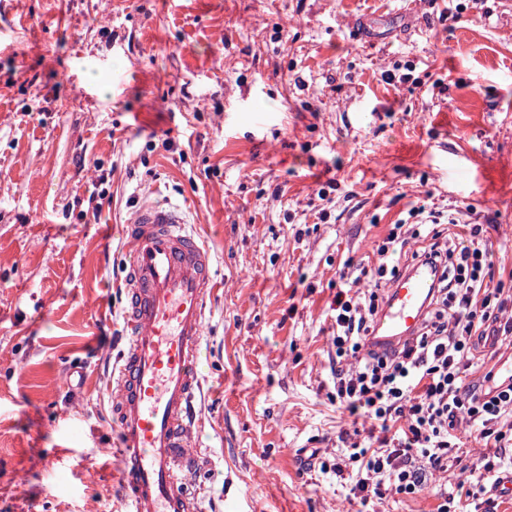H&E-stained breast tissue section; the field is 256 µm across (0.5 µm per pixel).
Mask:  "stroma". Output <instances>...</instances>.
I'll return each instance as SVG.
<instances>
[{
    "label": "stroma",
    "instance_id": "1",
    "mask_svg": "<svg viewBox=\"0 0 512 512\" xmlns=\"http://www.w3.org/2000/svg\"><path fill=\"white\" fill-rule=\"evenodd\" d=\"M148 201L187 205L220 280L193 434L211 512H359L309 458L352 422L330 397V305L418 201L494 217L512 269V12L0 0V512H122L104 385L122 226ZM454 479L377 512H433Z\"/></svg>",
    "mask_w": 512,
    "mask_h": 512
}]
</instances>
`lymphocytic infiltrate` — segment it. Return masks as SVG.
Returning a JSON list of instances; mask_svg holds the SVG:
<instances>
[{
    "mask_svg": "<svg viewBox=\"0 0 512 512\" xmlns=\"http://www.w3.org/2000/svg\"><path fill=\"white\" fill-rule=\"evenodd\" d=\"M408 215L378 245L376 265L359 270L374 289L342 288L333 300V399L368 418L377 435L364 446L343 433L335 463L322 468L349 478L353 498L372 512L386 495H418L428 474L459 465L457 433L474 432L486 452L467 476L437 491L435 512H499L500 486L512 475V384L490 370L470 382L466 372L480 344L512 346V292L493 281L485 225L454 211L439 221L421 206ZM413 241L420 244L413 258L440 266L437 291L419 335L378 353L367 346L378 288L399 275L393 259Z\"/></svg>",
    "mask_w": 512,
    "mask_h": 512,
    "instance_id": "obj_1",
    "label": "lymphocytic infiltrate"
}]
</instances>
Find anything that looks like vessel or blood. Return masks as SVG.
I'll list each match as a JSON object with an SVG mask.
<instances>
[{
	"label": "vessel or blood",
	"mask_w": 512,
	"mask_h": 512,
	"mask_svg": "<svg viewBox=\"0 0 512 512\" xmlns=\"http://www.w3.org/2000/svg\"><path fill=\"white\" fill-rule=\"evenodd\" d=\"M125 232L132 248L123 283L126 340L108 389L123 505L125 512H204L191 488L199 458L189 446L199 425L197 365L216 286L212 253L170 203L138 207ZM438 277L424 260L397 277L374 322L379 346L417 335Z\"/></svg>",
	"instance_id": "1"
}]
</instances>
